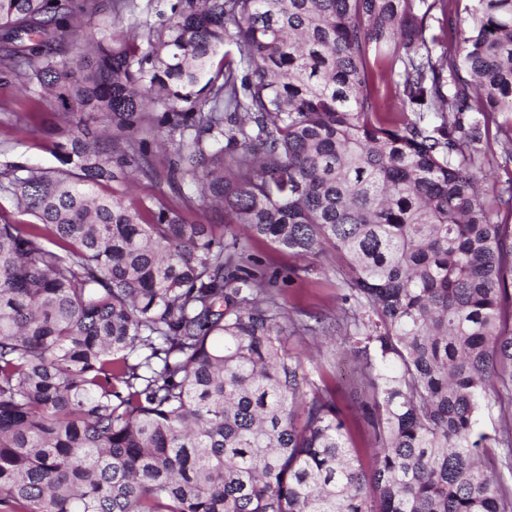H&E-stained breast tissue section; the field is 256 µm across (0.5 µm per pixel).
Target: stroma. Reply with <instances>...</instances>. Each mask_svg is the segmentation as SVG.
I'll return each mask as SVG.
<instances>
[{
  "label": "stroma",
  "mask_w": 512,
  "mask_h": 512,
  "mask_svg": "<svg viewBox=\"0 0 512 512\" xmlns=\"http://www.w3.org/2000/svg\"><path fill=\"white\" fill-rule=\"evenodd\" d=\"M504 122L501 113L489 119L480 161L490 182L485 204L492 219L512 225V150L504 144ZM62 125L52 98L37 99L26 77L0 74V153L15 154L46 168L55 167L53 147ZM248 251L262 261L276 284L280 303L292 317L307 322L314 316L331 317L338 312L348 273L340 254L323 252L304 259L263 239L252 240ZM339 343L336 335L302 332L289 337L288 348L302 356L309 379L335 389L336 399L349 418L350 443L364 453L370 446V436L358 405L365 392L354 379V362L337 361Z\"/></svg>",
  "instance_id": "stroma-1"
}]
</instances>
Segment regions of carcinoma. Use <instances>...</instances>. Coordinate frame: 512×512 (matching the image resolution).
<instances>
[{"label": "carcinoma", "mask_w": 512, "mask_h": 512, "mask_svg": "<svg viewBox=\"0 0 512 512\" xmlns=\"http://www.w3.org/2000/svg\"><path fill=\"white\" fill-rule=\"evenodd\" d=\"M166 2L117 39L87 28L135 0H0L4 74L65 124L60 166L0 163L35 218L0 224V512H512V413L479 424L512 405V225L477 175L512 113V0H477L461 39L450 0ZM146 121L230 241L99 192L157 174ZM260 238L347 260L369 467L285 345L331 326L290 317Z\"/></svg>", "instance_id": "carcinoma-1"}]
</instances>
